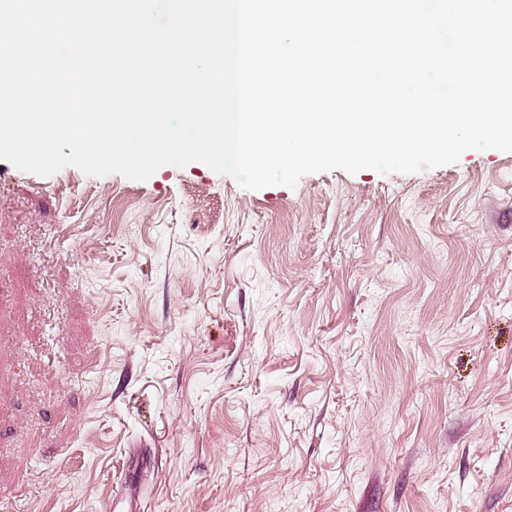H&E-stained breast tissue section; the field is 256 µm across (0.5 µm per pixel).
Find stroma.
<instances>
[{
  "label": "stroma",
  "instance_id": "obj_1",
  "mask_svg": "<svg viewBox=\"0 0 512 512\" xmlns=\"http://www.w3.org/2000/svg\"><path fill=\"white\" fill-rule=\"evenodd\" d=\"M512 512V153L258 191L0 161V505Z\"/></svg>",
  "mask_w": 512,
  "mask_h": 512
}]
</instances>
